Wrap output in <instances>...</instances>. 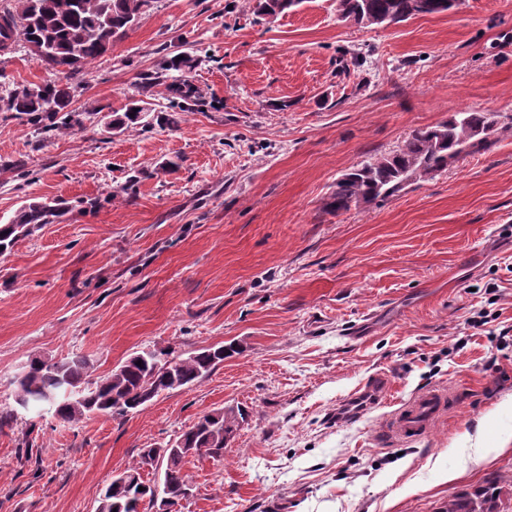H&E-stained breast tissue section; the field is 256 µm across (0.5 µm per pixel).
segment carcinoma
Here are the masks:
<instances>
[{"mask_svg":"<svg viewBox=\"0 0 512 512\" xmlns=\"http://www.w3.org/2000/svg\"><path fill=\"white\" fill-rule=\"evenodd\" d=\"M13 11L0 14V51L20 42L33 58L57 75L70 79L87 65L105 56L115 42L138 24L151 0H17ZM303 0H246L259 16L273 21ZM452 9L449 0H336V11L346 21L358 25L384 27L414 16L441 14ZM198 58L178 52L163 61L146 81L144 93L163 85L171 94L172 109H182L199 101L188 74ZM73 88L56 81L43 84L15 83L0 91V110L13 112L39 127L44 133L82 127L83 121L70 109ZM162 122V112L152 116L139 100L128 103L122 112L112 113V131L121 134L145 125L146 118ZM498 123L489 111L457 112L434 126L413 130L405 143L392 154L352 167L337 181L327 207L336 213L348 211L378 198H388L423 175L448 169L464 155L488 149L489 134ZM69 205L61 199L32 201L22 205L8 222L0 223V246L4 254L15 244L34 235L47 224H55ZM224 362V347L203 348L186 357L160 349L138 353L104 376L94 377L85 358L54 360L35 357L26 366L21 380L13 381L15 399L25 400L37 411H46L62 422H78L91 415L124 417L144 408L155 397L175 389L188 388ZM66 385L83 393L80 400L58 398ZM239 409H217L200 417L183 432L195 445H204L203 455L224 457L240 425ZM189 448L175 443L164 450L162 483L144 480L140 460L128 467L130 483L108 484L99 499L98 512H141L154 506L155 498H170L178 504L180 495L193 490L184 470ZM502 487L498 479H488L472 491L448 496L440 512H501Z\"/></svg>","mask_w":512,"mask_h":512,"instance_id":"1","label":"carcinoma"}]
</instances>
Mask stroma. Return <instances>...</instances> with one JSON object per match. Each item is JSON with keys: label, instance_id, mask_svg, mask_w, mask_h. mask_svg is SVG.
Instances as JSON below:
<instances>
[{"label": "stroma", "instance_id": "35a3bbf8", "mask_svg": "<svg viewBox=\"0 0 512 512\" xmlns=\"http://www.w3.org/2000/svg\"><path fill=\"white\" fill-rule=\"evenodd\" d=\"M188 48L198 110L107 129ZM49 78L26 47L0 52L1 81ZM73 82L82 128L43 138L0 112L1 221L34 199L104 200L0 255V410L39 355L77 354L102 376L141 350L228 354L122 418L19 412L0 427V512H96L141 449L226 406L240 429L223 459L186 463L194 495L178 512H439L512 473V360L487 366L512 326V0L388 27L339 19L336 0L272 22L244 0H153ZM469 109L499 117L489 150L327 210L348 169ZM380 373L379 402L337 421ZM432 386L454 398L429 432L381 442Z\"/></svg>", "mask_w": 512, "mask_h": 512}]
</instances>
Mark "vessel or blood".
I'll return each instance as SVG.
<instances>
[{
  "instance_id": "obj_1",
  "label": "vessel or blood",
  "mask_w": 512,
  "mask_h": 512,
  "mask_svg": "<svg viewBox=\"0 0 512 512\" xmlns=\"http://www.w3.org/2000/svg\"><path fill=\"white\" fill-rule=\"evenodd\" d=\"M387 386L383 376H375L364 389L351 395L343 406L345 416H353L361 408L377 401ZM450 391L429 388L417 393L402 407L397 409L389 420L388 433L399 441H411L428 431L434 420L450 402Z\"/></svg>"
}]
</instances>
